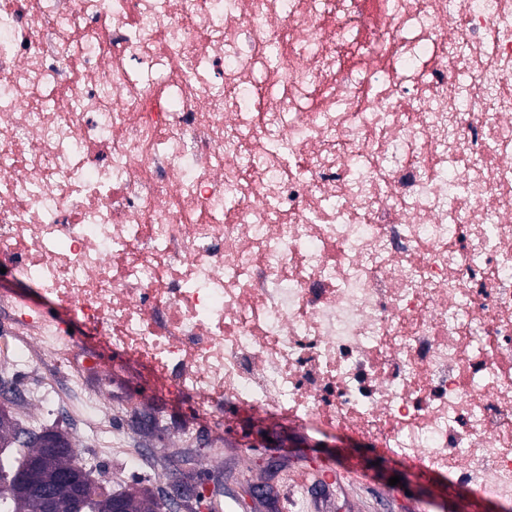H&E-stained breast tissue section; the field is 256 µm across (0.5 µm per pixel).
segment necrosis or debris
I'll return each mask as SVG.
<instances>
[{
  "mask_svg": "<svg viewBox=\"0 0 512 512\" xmlns=\"http://www.w3.org/2000/svg\"><path fill=\"white\" fill-rule=\"evenodd\" d=\"M0 262L209 420L511 499L512 0H0Z\"/></svg>",
  "mask_w": 512,
  "mask_h": 512,
  "instance_id": "necrosis-or-debris-1",
  "label": "necrosis or debris"
}]
</instances>
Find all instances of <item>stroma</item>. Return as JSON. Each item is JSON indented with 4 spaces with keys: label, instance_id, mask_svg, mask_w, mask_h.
Returning a JSON list of instances; mask_svg holds the SVG:
<instances>
[{
    "label": "stroma",
    "instance_id": "1",
    "mask_svg": "<svg viewBox=\"0 0 512 512\" xmlns=\"http://www.w3.org/2000/svg\"><path fill=\"white\" fill-rule=\"evenodd\" d=\"M1 296L45 311L70 329L75 339L70 357L92 364L95 378L111 381L120 402L115 422L151 448L152 462L138 466L118 451L96 458L67 414L42 408L34 418L41 429L61 433L78 448L80 462L102 487H146L158 495L175 481L201 490L222 481L221 503L193 499L181 512H283L287 495L297 512H512V500L456 484L452 473L426 470L355 435L239 407L225 408L222 425L209 423L197 414L191 397H168L147 365L109 346L72 309L56 304L32 283L0 273ZM144 409L162 416L165 426L143 430L139 413ZM185 427L208 433L206 447H175ZM394 476L398 484L389 485Z\"/></svg>",
    "mask_w": 512,
    "mask_h": 512
}]
</instances>
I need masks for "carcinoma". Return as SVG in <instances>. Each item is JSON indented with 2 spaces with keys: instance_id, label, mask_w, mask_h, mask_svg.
<instances>
[{
  "instance_id": "carcinoma-1",
  "label": "carcinoma",
  "mask_w": 512,
  "mask_h": 512,
  "mask_svg": "<svg viewBox=\"0 0 512 512\" xmlns=\"http://www.w3.org/2000/svg\"><path fill=\"white\" fill-rule=\"evenodd\" d=\"M24 430L12 416L0 406V448L17 449V457L0 463V512H41V501L33 495H21L17 491L14 475L20 473L32 485L49 483L63 475L79 472L84 477V505L64 498L57 505L58 512H112L116 501H123L130 512H162L169 509V504L160 502L151 491L145 489L138 492H119L103 494L85 468L78 465L76 450L60 435L54 434L51 440L65 452L38 462L32 460L37 453L35 448L19 447L20 434Z\"/></svg>"
}]
</instances>
